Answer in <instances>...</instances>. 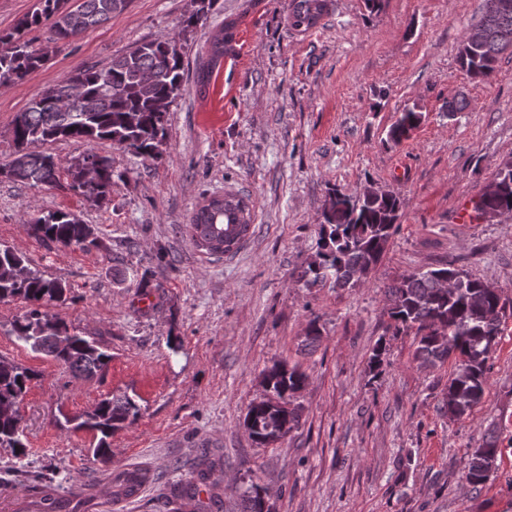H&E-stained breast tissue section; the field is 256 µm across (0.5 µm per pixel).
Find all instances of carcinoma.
<instances>
[{
  "instance_id": "obj_1",
  "label": "carcinoma",
  "mask_w": 512,
  "mask_h": 512,
  "mask_svg": "<svg viewBox=\"0 0 512 512\" xmlns=\"http://www.w3.org/2000/svg\"><path fill=\"white\" fill-rule=\"evenodd\" d=\"M41 8L22 20L14 31L0 37V82L25 79L41 68L47 56L33 49L26 39L28 31L48 27L51 39L62 41L108 21L125 11L129 0H40ZM328 8V0H291L289 19L295 27L319 24ZM478 39L464 40L458 53V65L473 81L489 80L499 55L512 49V8L493 11L484 6L473 25ZM235 21H224L221 34L212 42L207 61L200 66V77H209L219 58L233 51ZM73 82L79 96L70 108L58 104L55 88L35 98L29 108L16 115L11 135L16 151L3 165L5 177L31 186L48 185L73 191L86 200L100 204L112 194L115 180L122 174L112 166V157L87 153L66 168L61 182V166L47 153L30 150L35 143L57 140H107L151 160L163 155L164 118L183 90L182 56L177 42L167 36L137 45L112 58L101 69H80L59 81ZM422 119L421 113L405 108L391 125L389 141L397 144L409 137ZM99 160L95 176L86 179L85 163ZM480 208L491 213L512 214V158L503 161L494 181L479 198ZM402 202L389 192L364 189L356 196L338 190L330 194L322 213L316 248L302 278L310 286L327 281L336 288H351L369 278L381 260L395 232ZM250 198L235 193L206 200L194 211L186 233L200 250L212 256L232 252L253 234ZM34 234L43 241L81 249L99 247L95 229L71 212L54 211L32 222ZM389 317L395 331H414L415 358L420 364L434 366L454 357L458 367L448 381L446 400L441 411L460 419L484 397L487 386L486 363L501 333V321L512 306L501 293L478 278L451 267L415 271L401 277L388 288ZM20 299L27 311L14 320L16 338L43 353L63 367L74 380L91 379L101 374L112 355L89 337L70 333L65 320L53 306L66 304L70 288L45 276L31 266L23 254L0 244V301ZM267 397L251 404L244 426L259 445L285 438L299 423L296 409L289 412L270 404L275 399L285 404L303 389L306 375L297 368L278 363L265 370ZM39 373L0 358V448H10L20 456L27 448L22 421L9 413L21 402L29 384ZM140 406L129 396L108 394L94 405L93 411L65 417L73 429L93 431L96 445L94 460L112 464L109 439L132 424L140 415ZM498 454L497 440L486 439L470 455L466 466L467 482L477 487L487 481ZM211 470H202L198 479L176 484L166 504L192 502L199 497L200 486L210 479ZM112 502L120 503L138 495L154 481L148 468H116L108 473ZM241 512H263V501L256 486L249 485L240 494ZM79 505L45 494L33 512H78Z\"/></svg>"
}]
</instances>
